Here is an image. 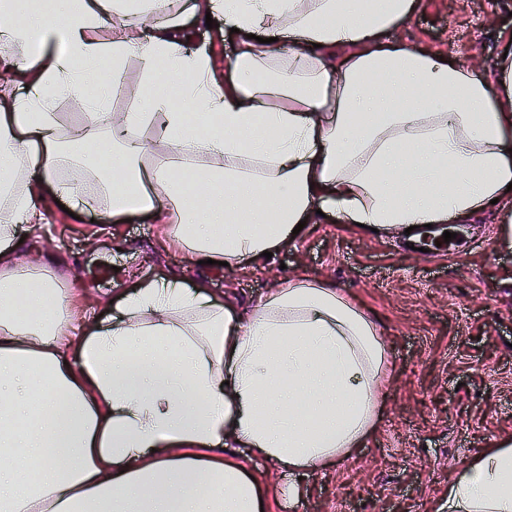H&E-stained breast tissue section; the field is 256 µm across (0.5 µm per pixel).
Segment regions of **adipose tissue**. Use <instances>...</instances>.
<instances>
[{"instance_id": "obj_1", "label": "adipose tissue", "mask_w": 512, "mask_h": 512, "mask_svg": "<svg viewBox=\"0 0 512 512\" xmlns=\"http://www.w3.org/2000/svg\"><path fill=\"white\" fill-rule=\"evenodd\" d=\"M412 7L68 0L0 24V71L26 80L0 92V512H260L257 479L224 449L298 470L365 445L386 355L334 283L289 282L243 316L206 282L150 281L97 321L19 259L17 234L48 193L112 219L164 199L168 246L235 268L320 212L386 230L489 207L512 184V59L487 78L386 41ZM185 14L235 29L223 76L185 50ZM131 59L146 94L109 112L105 76ZM60 98L90 107L81 136L60 134ZM448 512H512L511 440L463 462Z\"/></svg>"}]
</instances>
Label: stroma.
Segmentation results:
<instances>
[{
    "instance_id": "obj_1",
    "label": "stroma",
    "mask_w": 512,
    "mask_h": 512,
    "mask_svg": "<svg viewBox=\"0 0 512 512\" xmlns=\"http://www.w3.org/2000/svg\"><path fill=\"white\" fill-rule=\"evenodd\" d=\"M187 50L223 68L235 47L186 19ZM388 40L447 57L481 75L512 53V0H414ZM512 196L452 225L456 247L410 251L398 231L373 232L331 216L305 225L271 258L235 270L165 252L154 220L106 219L98 209L64 212L47 198L41 224L25 234L21 259L45 261L63 288L86 296L94 314L134 283L205 281L213 299L246 309L302 277L336 282L372 315L387 355L377 394L380 420L365 447L341 462L278 468L247 448H228L268 489V512H447L448 485L464 460L512 439ZM113 267L111 278L97 276ZM298 486L289 498V486Z\"/></svg>"
}]
</instances>
